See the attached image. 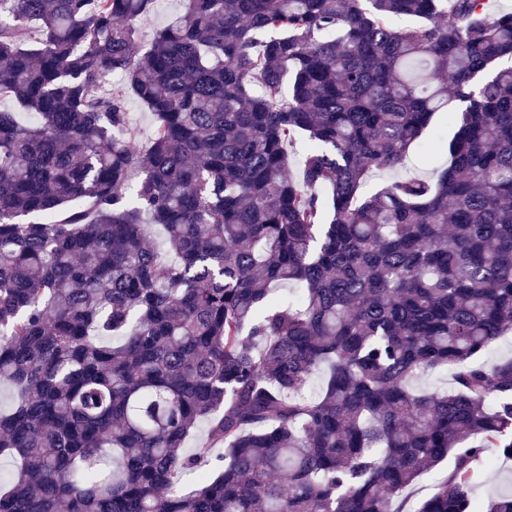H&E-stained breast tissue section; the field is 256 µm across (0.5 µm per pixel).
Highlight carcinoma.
Returning a JSON list of instances; mask_svg holds the SVG:
<instances>
[{"label": "carcinoma", "mask_w": 512, "mask_h": 512, "mask_svg": "<svg viewBox=\"0 0 512 512\" xmlns=\"http://www.w3.org/2000/svg\"><path fill=\"white\" fill-rule=\"evenodd\" d=\"M488 2L183 0L142 54L154 0H0V100L35 115L0 109V512H512L471 499L512 459V358L481 361L512 330ZM439 112L448 166L363 196ZM126 112H128L130 122L139 131V142L145 143L151 133V112L138 100L133 98L127 99Z\"/></svg>", "instance_id": "obj_1"}]
</instances>
